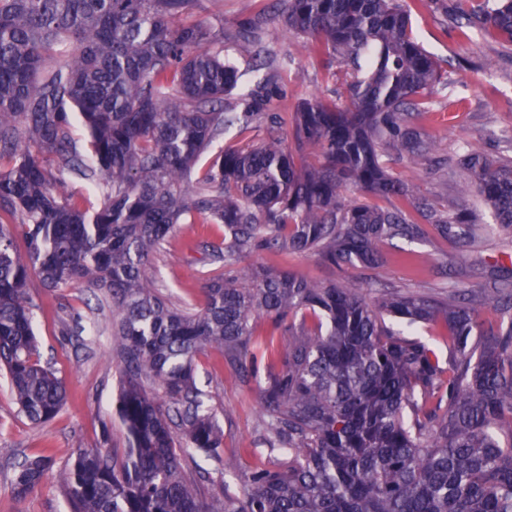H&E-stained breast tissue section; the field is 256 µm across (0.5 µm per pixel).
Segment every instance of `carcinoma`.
<instances>
[{
	"label": "carcinoma",
	"instance_id": "carcinoma-1",
	"mask_svg": "<svg viewBox=\"0 0 512 512\" xmlns=\"http://www.w3.org/2000/svg\"><path fill=\"white\" fill-rule=\"evenodd\" d=\"M289 32L338 60L347 103L315 99L266 112L278 88L243 87L224 56V26L193 17L207 0H0V365L18 412L53 418L65 387L42 363L28 281L81 283L109 299L120 354L116 411L127 448H91L59 469L70 512H512V270L477 294L324 285L284 268L235 270L258 251L316 256L336 270L382 262L380 244L470 237L474 211L417 195L396 166L428 160L421 121L443 74L411 33L401 0H281ZM450 0L470 30L512 43V0ZM258 22L238 28L237 54L256 60ZM87 137L78 148L74 119ZM265 126L258 141L248 134ZM243 145L221 144L229 132ZM512 227V160L470 149L456 163ZM97 208L57 194L67 179ZM373 198L402 201L381 207ZM177 224H222L203 248L224 272L203 279L201 307L174 308L156 290L151 256ZM27 249H17L16 237ZM498 315L483 319L485 307ZM444 321L455 356L385 325ZM272 321L269 348L253 324ZM263 348L264 369L255 348ZM218 348L250 360L276 468L221 457L223 432L205 407L195 360ZM224 459L246 493L208 500L198 466ZM25 457L11 486L27 497L53 470Z\"/></svg>",
	"mask_w": 512,
	"mask_h": 512
}]
</instances>
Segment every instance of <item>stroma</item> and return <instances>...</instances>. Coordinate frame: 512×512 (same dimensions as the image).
I'll list each match as a JSON object with an SVG mask.
<instances>
[{
    "instance_id": "1",
    "label": "stroma",
    "mask_w": 512,
    "mask_h": 512,
    "mask_svg": "<svg viewBox=\"0 0 512 512\" xmlns=\"http://www.w3.org/2000/svg\"><path fill=\"white\" fill-rule=\"evenodd\" d=\"M448 0H406L413 36L448 73L447 86H436L434 111L424 122L433 141L430 160L406 163L394 173L438 207L450 210L469 203L475 212L472 237L453 243L427 228L421 240L384 242L382 266L349 267L332 271L315 257L294 252H260L242 258L248 269L262 264L285 267L325 283L345 281L359 287L379 280L396 291L439 296L448 283L482 291L496 267L512 268V234H491L490 207L462 191L465 177L449 172L446 162L473 146L490 157L512 158V44L494 33L462 37L446 11ZM261 16L262 44L272 59L252 75L253 81H271L280 89L270 111L291 117L303 99L344 101L345 87L338 66L312 54L305 39L288 33L278 0H212L202 21L224 26V50L234 53V34L240 21ZM497 61L495 70L483 68L484 59ZM219 224H178L155 259L154 280L160 294L178 307L200 305L201 277L219 274L223 265L210 263L202 243L222 235ZM33 304L34 332L43 361L62 379L65 402L50 421L35 424L18 414L6 378L0 376V512H69L55 476L25 499L11 489L15 464L23 457L48 453L56 467L70 462L78 449L99 448L104 432L112 445H126V432L115 413L119 386L118 356L112 342V317L106 300L88 289L44 287L39 278L28 283ZM96 320L95 335L81 333V325ZM198 386L205 402L224 430V453L240 455L244 469L278 463L280 453L270 448L265 417L253 378L239 364L210 349L196 360Z\"/></svg>"
}]
</instances>
